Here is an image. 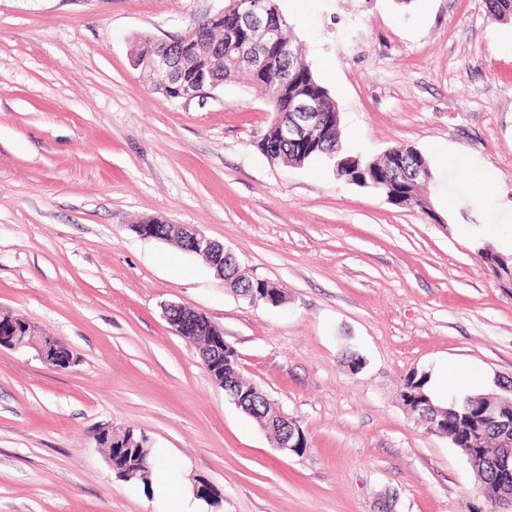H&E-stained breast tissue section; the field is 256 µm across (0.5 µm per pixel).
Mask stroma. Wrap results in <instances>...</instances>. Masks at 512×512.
<instances>
[{
  "label": "stroma",
  "instance_id": "obj_1",
  "mask_svg": "<svg viewBox=\"0 0 512 512\" xmlns=\"http://www.w3.org/2000/svg\"><path fill=\"white\" fill-rule=\"evenodd\" d=\"M225 0H0V313L78 361L0 348V512H166L94 439L142 431L203 512H470L466 459L400 400L428 373L447 404L512 379V291L478 251L512 253V23L484 0H278L335 100L342 153L409 145L433 214L337 180L331 163L270 162L275 115L239 77L185 101L133 64ZM148 219L223 243L278 307L249 302ZM224 330L242 375L297 421L281 452L232 404L165 304ZM353 352L364 366L352 372ZM286 421L284 432L280 436L278 448L288 454H295L301 448H307V441L303 431L288 416L282 415Z\"/></svg>",
  "mask_w": 512,
  "mask_h": 512
}]
</instances>
